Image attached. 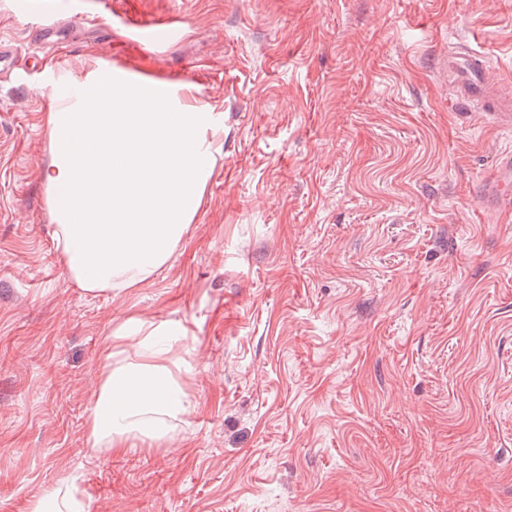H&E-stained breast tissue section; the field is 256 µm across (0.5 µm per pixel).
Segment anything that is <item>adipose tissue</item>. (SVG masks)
Returning a JSON list of instances; mask_svg holds the SVG:
<instances>
[{
	"mask_svg": "<svg viewBox=\"0 0 512 512\" xmlns=\"http://www.w3.org/2000/svg\"><path fill=\"white\" fill-rule=\"evenodd\" d=\"M41 178L60 265L90 294L151 285L196 221L218 157L224 115L197 88L103 62L60 79L40 116ZM186 329L129 317L108 336L88 417L92 448H159L191 413L173 342Z\"/></svg>",
	"mask_w": 512,
	"mask_h": 512,
	"instance_id": "1",
	"label": "adipose tissue"
}]
</instances>
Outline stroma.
I'll use <instances>...</instances> for the list:
<instances>
[{"label":"stroma","mask_w":512,"mask_h":512,"mask_svg":"<svg viewBox=\"0 0 512 512\" xmlns=\"http://www.w3.org/2000/svg\"><path fill=\"white\" fill-rule=\"evenodd\" d=\"M0 0V512L76 480L89 512H512V130L459 115L467 44L512 99V0ZM180 32L132 47V30ZM107 61L198 87L224 154L154 283L76 288L46 213L40 114ZM177 320L194 408L172 448L92 451L111 330ZM512 188V153L503 155L492 174L488 184L482 190L483 199L488 207L510 202Z\"/></svg>","instance_id":"35a3bbf8"}]
</instances>
